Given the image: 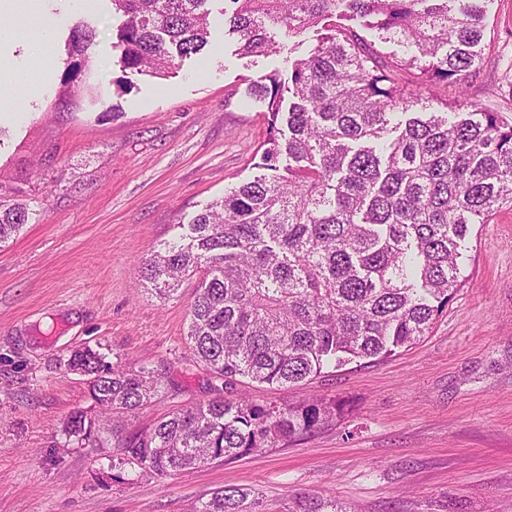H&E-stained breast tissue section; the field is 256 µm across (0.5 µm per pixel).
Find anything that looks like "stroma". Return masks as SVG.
Segmentation results:
<instances>
[{
    "instance_id": "stroma-1",
    "label": "stroma",
    "mask_w": 512,
    "mask_h": 512,
    "mask_svg": "<svg viewBox=\"0 0 512 512\" xmlns=\"http://www.w3.org/2000/svg\"><path fill=\"white\" fill-rule=\"evenodd\" d=\"M487 64L466 99L512 122V0H487ZM54 36L31 42L44 22ZM93 29L90 59L65 81V44ZM110 0H18L0 14V59L24 70L0 111V186L39 213L0 248V512H195L225 485L255 488L262 512L310 493L349 512H512V210L472 225L460 288L432 332L381 360L329 368L306 384L251 386L261 403L336 402L332 425L265 452L127 481L103 447L67 443L69 416H96L88 386L61 358L103 347L125 367L157 369L167 393L128 425L142 428L210 399L186 342L195 280L160 301L142 260L179 225L254 172L268 137L249 85L273 67L237 53L224 18L170 77L123 71Z\"/></svg>"
}]
</instances>
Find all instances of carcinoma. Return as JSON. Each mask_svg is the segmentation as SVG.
Listing matches in <instances>:
<instances>
[{
  "instance_id": "cac0c4a2",
  "label": "carcinoma",
  "mask_w": 512,
  "mask_h": 512,
  "mask_svg": "<svg viewBox=\"0 0 512 512\" xmlns=\"http://www.w3.org/2000/svg\"><path fill=\"white\" fill-rule=\"evenodd\" d=\"M213 0H111L123 70L165 78L200 54ZM224 28L256 59L285 56L249 87L267 105L269 138L257 173L179 225L141 262L169 299L197 279L187 343L219 381L215 397L146 430L112 427L110 466L156 476L277 448L333 418L321 398L279 407L237 392L242 379L291 388L329 367L394 356L431 333L464 281L469 226L512 207V124L461 99L433 104L426 89L464 93L488 63L478 50L487 0H222ZM316 30L303 56L287 42ZM90 30L70 32L72 77L88 62ZM401 54L383 55L376 42ZM410 73L404 81L399 73ZM39 213L0 193V244ZM87 377L96 407L134 416L164 393L157 370L137 371L90 347L64 361ZM100 442L80 411L64 429ZM249 488L223 486L196 512H260ZM288 512H346L334 500L292 499Z\"/></svg>"
}]
</instances>
